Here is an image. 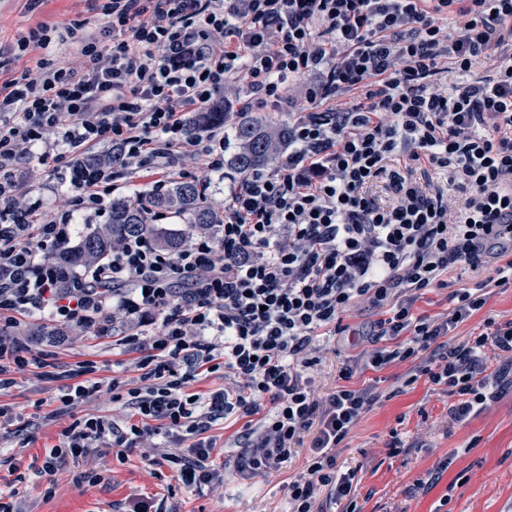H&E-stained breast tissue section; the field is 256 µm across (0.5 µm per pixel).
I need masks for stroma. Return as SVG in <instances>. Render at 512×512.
<instances>
[{
	"mask_svg": "<svg viewBox=\"0 0 512 512\" xmlns=\"http://www.w3.org/2000/svg\"><path fill=\"white\" fill-rule=\"evenodd\" d=\"M104 2L40 0L31 8L26 0H0V77L17 78L29 68L28 59H14L8 47L18 33L40 22L75 31L74 37L54 41L44 57L77 61L75 36L98 31ZM488 316L501 323L512 320V285L494 288L486 306L459 324L454 337L478 335ZM21 344L40 362L0 391V403L22 414L20 421L0 429V492L15 493L21 512H127L136 501L147 502L153 512H285V486L305 465L313 439L309 433L276 478L243 481L229 469L224 489L212 494L179 485L156 448H138L122 458L92 449L48 484L38 474L45 451L74 419L110 413L117 423L126 420L105 396L61 410L57 396L69 385L70 373L80 362L93 361L99 378L127 384L132 373L113 374V365L133 364L139 353L108 334L55 338L46 320ZM407 370L399 364L364 374L378 380L383 397L363 415L340 454L341 462L357 471L362 512H512V385H504L486 411L455 424L448 418L447 395L422 378L407 384ZM395 433L406 446L398 455L388 448ZM442 459L448 468L436 485L416 491L415 481ZM88 469L98 470L101 481L75 485L74 472Z\"/></svg>",
	"mask_w": 512,
	"mask_h": 512,
	"instance_id": "35a3bbf8",
	"label": "stroma"
}]
</instances>
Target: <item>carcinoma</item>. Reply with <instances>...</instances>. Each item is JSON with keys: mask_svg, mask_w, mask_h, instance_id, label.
Masks as SVG:
<instances>
[{"mask_svg": "<svg viewBox=\"0 0 512 512\" xmlns=\"http://www.w3.org/2000/svg\"><path fill=\"white\" fill-rule=\"evenodd\" d=\"M227 113L214 108L195 115L196 125L210 128L225 123ZM235 151L228 165L235 173L246 177L273 167L287 152L288 122L272 120L250 112L238 113L234 126ZM166 210L185 219L186 229L171 230L159 224H149L146 211ZM224 215L209 201L201 183L174 181L161 193H145L139 201L115 198L108 225L87 234L80 246L66 253L73 265L97 261L105 257L112 245L124 235L137 231L152 233L167 251L179 249L190 232L213 230Z\"/></svg>", "mask_w": 512, "mask_h": 512, "instance_id": "cac0c4a2", "label": "carcinoma"}]
</instances>
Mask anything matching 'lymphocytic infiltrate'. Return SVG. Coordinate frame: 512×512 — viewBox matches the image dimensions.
<instances>
[{
	"instance_id": "1",
	"label": "lymphocytic infiltrate",
	"mask_w": 512,
	"mask_h": 512,
	"mask_svg": "<svg viewBox=\"0 0 512 512\" xmlns=\"http://www.w3.org/2000/svg\"><path fill=\"white\" fill-rule=\"evenodd\" d=\"M78 64L38 59L0 82V390L36 365L19 334L45 315L74 336L112 332L140 356L134 387L113 394L134 415L118 425L85 415L46 452L42 476L68 459L143 447L157 434L175 479L198 492L224 484L208 431L241 423L233 470L270 477L314 431L288 512H320L328 497L351 512L357 472L337 450L379 401L352 379L392 364L448 393L460 423L488 409L512 373V320L452 343L490 287L512 284V0H108ZM488 74L474 77L482 64ZM253 96L238 109H287L288 154L241 179L217 231L175 251L124 236L102 261L61 259L81 236L77 215L101 213L112 164L147 171L163 188L183 156L224 169L223 131L188 133L239 73ZM54 161L70 207L47 211L20 183ZM443 170L459 193L416 181ZM392 195L381 204L370 184ZM485 271L450 288L458 267ZM449 289L444 318L417 313L424 291ZM369 309L371 326L347 316ZM359 352L341 386L315 377L331 337ZM501 360L486 372L487 357ZM224 386L191 392L202 373Z\"/></svg>"
}]
</instances>
